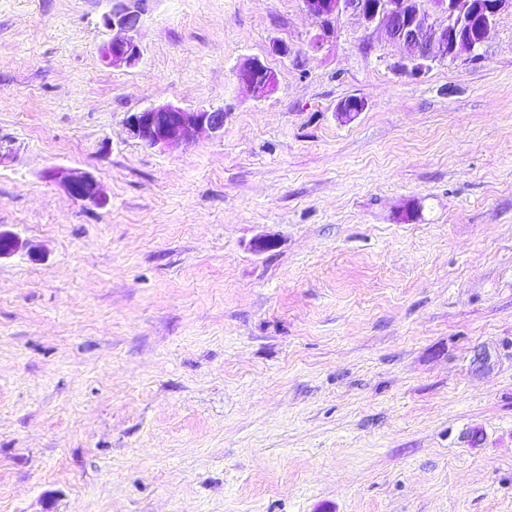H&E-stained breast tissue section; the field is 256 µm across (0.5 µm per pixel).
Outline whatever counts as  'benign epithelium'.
I'll use <instances>...</instances> for the list:
<instances>
[{"label":"benign epithelium","mask_w":512,"mask_h":512,"mask_svg":"<svg viewBox=\"0 0 512 512\" xmlns=\"http://www.w3.org/2000/svg\"><path fill=\"white\" fill-rule=\"evenodd\" d=\"M102 14V25L113 32L99 48L100 61L112 68L132 66L139 61L140 31L146 0H111ZM512 0H377L368 6L363 0H302L304 11L320 23L345 15L358 18L365 27L381 30L399 50L398 68L415 76L436 62L455 60L473 53L486 41L497 16ZM255 58L242 61L236 69L238 82L255 98H263L277 88V77L262 70ZM226 113L222 108L187 111L172 104L146 107L127 116L130 137L147 148L160 150L187 147L198 133H224ZM51 177L75 201L84 205L106 203L95 176L86 171H54ZM18 238L0 230V258L15 253Z\"/></svg>","instance_id":"7a95c632"}]
</instances>
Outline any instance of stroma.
<instances>
[{
	"label": "stroma",
	"mask_w": 512,
	"mask_h": 512,
	"mask_svg": "<svg viewBox=\"0 0 512 512\" xmlns=\"http://www.w3.org/2000/svg\"><path fill=\"white\" fill-rule=\"evenodd\" d=\"M107 8L0 0V512H512V7L416 77L301 0H149L111 68ZM263 64L255 58L242 61L236 69L238 82L247 88L255 98H263L277 88V77L272 70L262 71ZM265 78L260 81V77ZM226 113L222 108L187 111L172 104L146 107L127 116L130 137L147 148L160 150L187 147L198 133H224ZM51 177L58 180L64 191L84 205L103 206L106 197L95 176L86 171H53Z\"/></svg>",
	"instance_id": "35a3bbf8"
}]
</instances>
